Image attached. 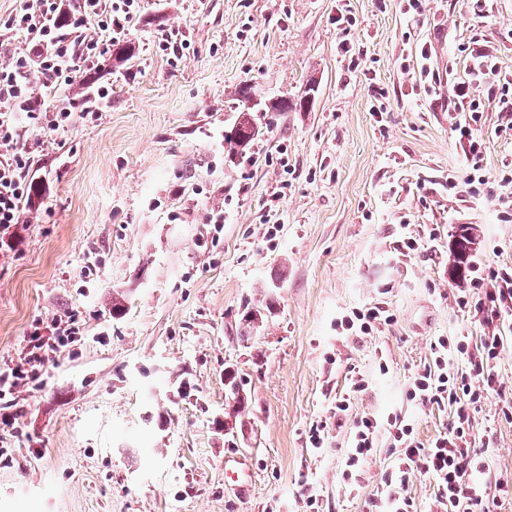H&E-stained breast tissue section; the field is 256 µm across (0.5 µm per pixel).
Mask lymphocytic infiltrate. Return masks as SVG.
<instances>
[{"label":"lymphocytic infiltrate","mask_w":512,"mask_h":512,"mask_svg":"<svg viewBox=\"0 0 512 512\" xmlns=\"http://www.w3.org/2000/svg\"><path fill=\"white\" fill-rule=\"evenodd\" d=\"M137 0H81L71 10L68 0H26L19 10L0 20V27L21 34L22 51L0 65V233L13 234L21 212L30 200L32 156L21 142L22 121L56 131L65 127L69 107L43 110L34 85H68L80 66L97 67L113 40L125 36ZM470 80L461 82L455 95L466 116L455 130L464 155L472 165L482 160L484 141L475 131L480 103L475 91L496 77L497 67L488 56L474 57ZM473 292L459 295L462 310H474L487 331L477 348L466 337H438L431 342V360L414 373L410 399L419 404L446 406L453 416L445 432L430 444L421 443L412 424L397 416H363L354 423L347 467L372 457L381 433H389L390 449L397 454V469L383 478L372 501L374 512H410L411 501L402 493L412 473L420 471L435 483L436 499L452 512H497L512 501V479L491 478L483 451L472 446L475 415L496 383L493 368L504 347L502 332L512 319V271L474 265ZM80 334L74 318L33 324L19 359L0 365V424L16 421L12 396L22 386H36L61 348Z\"/></svg>","instance_id":"1"}]
</instances>
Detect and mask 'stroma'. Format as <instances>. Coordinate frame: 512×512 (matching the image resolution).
I'll return each instance as SVG.
<instances>
[{
	"instance_id": "35a3bbf8",
	"label": "stroma",
	"mask_w": 512,
	"mask_h": 512,
	"mask_svg": "<svg viewBox=\"0 0 512 512\" xmlns=\"http://www.w3.org/2000/svg\"><path fill=\"white\" fill-rule=\"evenodd\" d=\"M138 3L133 57L93 72L109 91L99 112L86 114L71 87L35 86L44 106L75 108L66 131L24 134L39 193L15 235L0 236V363L18 357L33 320L72 312L81 336L43 388L17 392L15 428H0V512H370L397 460L382 436L346 469L355 420L399 414L430 443L449 411L409 400L412 377L435 337L484 334L456 305L471 280L448 265L456 227L476 226L477 263L512 269V222L468 190L474 174L512 171L495 83L477 90L480 171L454 133L473 53L512 79V0L481 15L472 0H425L419 14L401 0ZM162 29L189 42L178 63L158 46ZM243 84L257 93L259 134L240 155L225 137ZM304 98L300 112L270 109ZM211 209L223 210L222 231L204 223ZM376 305L393 322L368 335L337 328ZM228 369L248 398L230 436L217 426ZM494 371L473 445L512 478V422L500 413L512 331ZM229 456L248 459L249 494L227 484Z\"/></svg>"
}]
</instances>
